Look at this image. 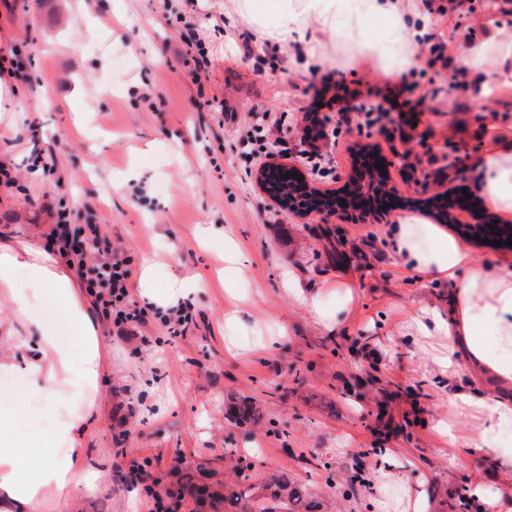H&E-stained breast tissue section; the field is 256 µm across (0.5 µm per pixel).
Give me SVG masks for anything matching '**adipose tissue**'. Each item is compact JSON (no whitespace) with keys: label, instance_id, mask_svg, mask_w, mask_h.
Here are the masks:
<instances>
[{"label":"adipose tissue","instance_id":"1","mask_svg":"<svg viewBox=\"0 0 512 512\" xmlns=\"http://www.w3.org/2000/svg\"><path fill=\"white\" fill-rule=\"evenodd\" d=\"M237 14L261 21L272 38L303 43L306 64H322L314 44L318 33L329 29L355 39L358 59L399 76L423 66L420 49L430 34L422 0H304L298 10L288 0H239ZM382 23L401 27L396 43L384 45ZM504 30L491 22L458 42V64L478 95L494 85H512V36ZM473 164L484 205L511 214L512 137L482 144ZM388 241L408 272L449 284L447 312L425 307L399 317L393 325L397 335L437 337L442 348L434 360L443 379L454 377L453 356L459 352L473 372L511 388L512 263L476 259L443 225L414 216L392 225ZM158 282L157 267L147 264L134 287L140 301L164 310L188 302L204 285L196 274L163 288ZM0 303L12 315L0 328L8 346L0 351V374L17 376L33 414L50 419L47 435L32 436L35 452L29 455L14 440L13 411L0 407V512H38L49 501L57 512H78L84 498L110 479L108 469L87 464L88 456L108 453L90 445L92 433L109 423L106 383L112 374L95 306L69 266L27 244L0 245ZM46 304L67 323L70 341H60L45 327L38 309ZM448 402L480 421L476 447L512 461V446L499 438L501 428L512 425V401L458 389Z\"/></svg>","mask_w":512,"mask_h":512}]
</instances>
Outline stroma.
Listing matches in <instances>:
<instances>
[{"mask_svg":"<svg viewBox=\"0 0 512 512\" xmlns=\"http://www.w3.org/2000/svg\"><path fill=\"white\" fill-rule=\"evenodd\" d=\"M118 15L90 18L82 0H0V244L46 251L60 214L99 225L115 252L163 261L162 283L208 275L192 298L197 328L167 339L150 321L141 337L117 336L101 317L112 349V481L80 512H147L149 492L187 481L231 496L247 487L250 505L274 506L269 479L299 485L319 512H495L512 483V463L489 460L470 442L476 421L453 414L435 371L429 338L392 337L393 322L420 308H448V288L408 273L391 251V210L352 224L285 211L258 186L259 164L239 143L257 114L281 116L274 143L282 162L300 165L303 116L316 110L320 146L332 158L316 187L340 190L352 150L372 145L399 198L426 199L463 187L476 194L472 159L490 118L512 132V86L481 101L453 59L456 34L512 16V0H427L430 41L445 60L396 77L358 62L355 45L330 30L318 35L323 63L293 66L300 43L269 39L247 20L227 24L233 0H112ZM342 91L402 104L403 121L366 127L346 122L323 77ZM414 127L404 149L401 123ZM54 174L36 173V155ZM137 177L126 180L129 168ZM220 227L239 247L244 276L222 286L221 246L198 243ZM324 289V307L352 286L350 315L331 331L292 296L288 283ZM236 313L225 324L226 313ZM151 374L155 390L136 393ZM254 417H230L240 400ZM450 421L453 439L434 429ZM396 457L393 476L373 483L381 450Z\"/></svg>","mask_w":512,"mask_h":512,"instance_id":"stroma-1","label":"stroma"}]
</instances>
